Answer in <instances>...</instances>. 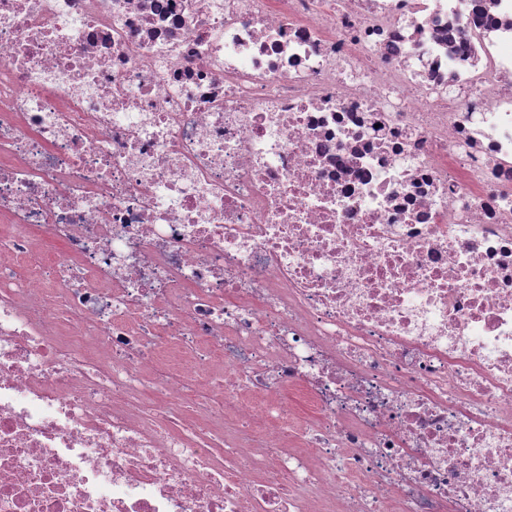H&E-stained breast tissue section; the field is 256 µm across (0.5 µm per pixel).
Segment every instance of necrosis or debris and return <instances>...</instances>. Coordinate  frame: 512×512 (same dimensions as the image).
I'll return each instance as SVG.
<instances>
[{
	"label": "necrosis or debris",
	"mask_w": 512,
	"mask_h": 512,
	"mask_svg": "<svg viewBox=\"0 0 512 512\" xmlns=\"http://www.w3.org/2000/svg\"><path fill=\"white\" fill-rule=\"evenodd\" d=\"M0 223V512H512V0H0Z\"/></svg>",
	"instance_id": "obj_1"
}]
</instances>
